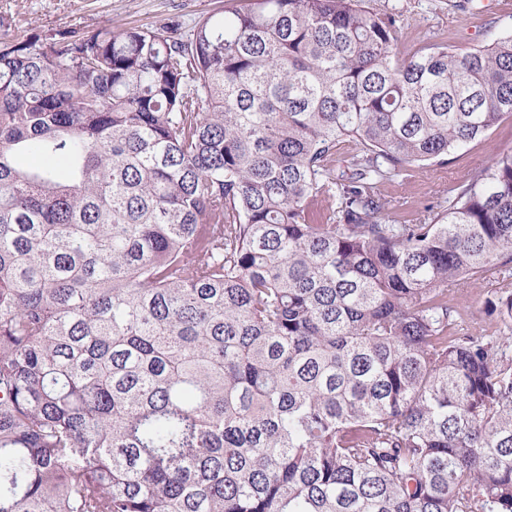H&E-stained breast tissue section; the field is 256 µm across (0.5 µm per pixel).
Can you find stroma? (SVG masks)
<instances>
[{
	"instance_id": "stroma-1",
	"label": "stroma",
	"mask_w": 512,
	"mask_h": 512,
	"mask_svg": "<svg viewBox=\"0 0 512 512\" xmlns=\"http://www.w3.org/2000/svg\"><path fill=\"white\" fill-rule=\"evenodd\" d=\"M369 7H399L405 33L401 55L412 54L429 42L464 49L481 42L487 27L512 31V0H366ZM227 0H0V36L26 39L39 34L105 25L119 30L130 26L158 28L169 20L193 22L220 12ZM512 149V117L496 126L444 165L416 163L403 180L383 187L385 198L399 201L400 221L413 219L417 210L433 203L448 183L487 169L496 154Z\"/></svg>"
}]
</instances>
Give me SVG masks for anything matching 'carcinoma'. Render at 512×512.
Instances as JSON below:
<instances>
[{"label": "carcinoma", "instance_id": "carcinoma-1", "mask_svg": "<svg viewBox=\"0 0 512 512\" xmlns=\"http://www.w3.org/2000/svg\"><path fill=\"white\" fill-rule=\"evenodd\" d=\"M403 33L231 0L0 38V512H512V150L408 224L381 195L512 116V32ZM493 288L482 279L471 280L467 288H460L458 291L448 295L451 303L457 305L461 309L468 311L465 317L464 327L470 326V316L473 313L482 320L480 323L488 330L489 333L495 330V316H488L485 313L486 301L491 298Z\"/></svg>", "mask_w": 512, "mask_h": 512}]
</instances>
